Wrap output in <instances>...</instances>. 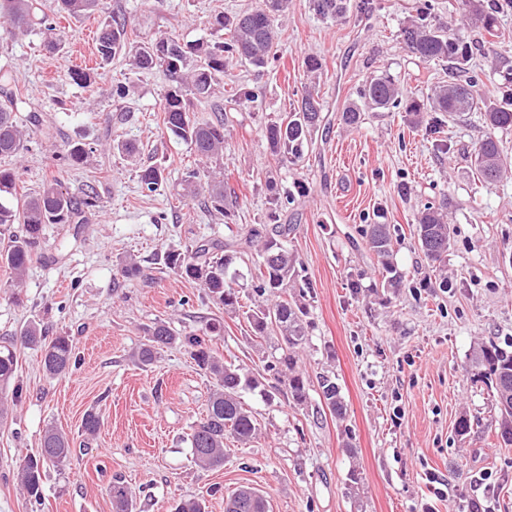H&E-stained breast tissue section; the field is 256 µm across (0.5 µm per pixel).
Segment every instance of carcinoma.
I'll list each match as a JSON object with an SVG mask.
<instances>
[{
    "label": "carcinoma",
    "mask_w": 512,
    "mask_h": 512,
    "mask_svg": "<svg viewBox=\"0 0 512 512\" xmlns=\"http://www.w3.org/2000/svg\"><path fill=\"white\" fill-rule=\"evenodd\" d=\"M470 19L491 37L495 36L496 18L480 8V0H462ZM45 0H0V19L6 24L11 36L40 33L49 49H58L63 35L50 20ZM312 9L323 18H335L347 9V0H310ZM56 8L72 17L103 11L101 0H56ZM434 5L429 0L419 8L416 19L402 27V36L408 51L424 61L448 64L451 76L448 83L438 87L426 103L403 98L394 79L381 74L371 78L358 91V101L346 105L341 120L355 125L361 119L362 107L389 112L402 109L414 117V124L432 129L445 118H459L469 112H479L488 133L474 149V166L484 182L495 181L507 171L508 162L503 158L495 133L512 131V92L500 99H492L481 90V79L476 73L468 74L465 65L470 56L469 47L463 41L430 23ZM288 10V0H264V7L236 14L230 18L216 15L209 22L215 32L224 30L229 37L213 41L182 43L174 38H132L126 20L112 15L102 22L98 36L97 53L105 65L120 54L128 56L133 68L150 70L161 68L172 78L173 85L164 95L160 121L166 131L188 144L201 159L211 161L223 156L224 120L201 124L191 118L187 108L188 98L207 100L216 86L226 77L229 61L240 59L256 68L264 67L278 40L276 17ZM15 79L11 72L0 70V91L5 93L7 104L0 107V159L12 158L29 142L31 127L39 123L36 115L28 116L27 124L21 125L15 111L26 103L20 92H13ZM323 117L319 102L309 93L302 97L297 109L281 122L266 127L265 138L271 153L281 163L299 159L313 133L320 128ZM141 188L152 194L161 190L166 182L164 169L143 165L138 170ZM183 196L204 199L209 211H215L226 219L234 216L237 197L224 185V172L206 167L192 170L182 181ZM17 196L15 171L0 166V236L7 239L0 248V263L12 274L13 287L23 284L33 251L39 243L45 225L74 224L82 209L96 206V194L87 191L77 200L63 189L61 181L44 182L38 191L24 197L22 204L13 205L1 201V197ZM267 221L253 225L245 239L224 243V255L209 256V249L201 244L195 251L173 249L165 253L166 267L176 275L200 283L209 295L224 308L234 309L239 304V291L233 287L238 277L235 264L240 259L242 245L259 246V263L256 274L251 276L252 293L259 298L275 297L272 304H259L247 313V319L255 333L266 334L275 328L286 345L279 357L265 365L274 383L243 371L242 368L218 356L206 336L216 335L220 327L206 325L202 333H176L164 323H155L144 330L145 341L130 353V360L137 366L148 367L157 362L161 351L180 346L185 348L196 365L213 380L214 390L209 397L205 415L192 426L189 443L195 466L211 470L224 465L226 441L247 444L256 438L258 427L252 411L241 400L244 390L256 391L271 400L285 393L295 404L308 399L307 380L296 371L295 349L308 335V311L304 303V289L308 282H300L301 262L288 250V236L294 225L281 223V214L287 203L275 195ZM448 200L424 208L415 227L417 241L427 259L434 265L443 266L450 247V226L447 221ZM15 224L23 225L20 234L12 231ZM366 246L377 258L383 271L390 274L392 286L399 281L392 277L391 225L367 224L360 229ZM298 289L293 299L284 297L288 288ZM20 343L27 349L40 352V364L46 376L58 379L72 371L73 343L67 336H57L46 341L43 330L36 323L28 324L20 333ZM17 354L8 346H0V422L9 415L10 404L21 395L22 388L16 383ZM472 366L477 380L489 385L498 409L500 436L512 442V351L490 342L473 352ZM319 397L330 413L343 417L346 408L336 378L323 375L318 381ZM40 455L26 457L16 467L14 476L17 486L35 502L42 500L43 462L57 467L71 464L73 448L68 436L59 429L47 427L40 439ZM107 493L113 512H135V500L131 489L115 477ZM228 502L234 512H267L268 502L257 491L246 496L239 488ZM203 497L179 500L171 512H207Z\"/></svg>",
    "instance_id": "obj_1"
}]
</instances>
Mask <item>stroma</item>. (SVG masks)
<instances>
[{
	"instance_id": "obj_1",
	"label": "stroma",
	"mask_w": 512,
	"mask_h": 512,
	"mask_svg": "<svg viewBox=\"0 0 512 512\" xmlns=\"http://www.w3.org/2000/svg\"><path fill=\"white\" fill-rule=\"evenodd\" d=\"M262 0H104L139 36L183 42L211 37L209 22ZM421 0H347L344 16L324 19L309 0H291L277 20L275 58L256 69L240 61L228 78L260 88L252 103L221 95L191 101L197 120L224 118V179L238 197L232 223L200 201L181 199L182 174L199 165L190 147L160 121L169 76L133 69L120 56L95 84L72 79L76 60L96 63L99 15L54 16L64 47L48 51L39 36L16 39L0 30V68L11 70L27 108L40 118L25 150L8 159L22 193L58 178L74 197L98 194L76 224H50L33 253L21 290L10 288L0 265V345L29 322L47 337H70L75 366L65 378L46 377L39 355L18 349L22 398L0 423V512H32L14 472L36 455L47 426L73 440L69 467H43L41 512H112L106 488L122 477L136 494V512H169L173 501L205 497L224 512L228 493L242 485L265 495L269 512H467L470 501L512 512V444L495 429L490 390L473 379L470 353L480 343L512 345V176L479 183L467 152L485 133L477 114L448 121L440 132L414 128L407 112L363 110L358 124L340 116L371 76H393L405 97L425 100L448 80L446 64L412 55L402 26ZM434 25L475 47L468 66L487 94H501L512 57L493 65L486 33L468 22L460 0H433ZM320 62L308 71L306 58ZM126 92L115 96L112 87ZM318 94L324 130L315 132L293 164L272 159L268 124L284 119L304 91ZM131 141L137 160L113 150ZM89 146L87 161L70 165V144ZM162 166L165 192H142L137 165ZM290 196L295 231L288 248L303 264L309 334L298 368L309 384L335 375L346 406L331 415L317 391L297 405L246 391L244 403L260 429L243 445L228 442L223 467L197 469L189 434L204 412L212 381L180 347L165 349L147 368L131 362L145 326L164 321L185 333L221 323L211 346L225 360L261 374L281 353L276 331L256 336L241 313L224 310L200 284L165 268L171 249L205 244L223 254L225 239L245 236L264 221L271 196ZM448 200L451 246L436 271L414 236L425 205ZM382 215L391 224L400 287L387 283L361 228ZM141 272L125 278L123 262ZM449 288H441V279ZM103 424L81 433L88 411ZM472 422L458 435L460 418ZM447 481L450 496L430 493L428 475Z\"/></svg>"
}]
</instances>
